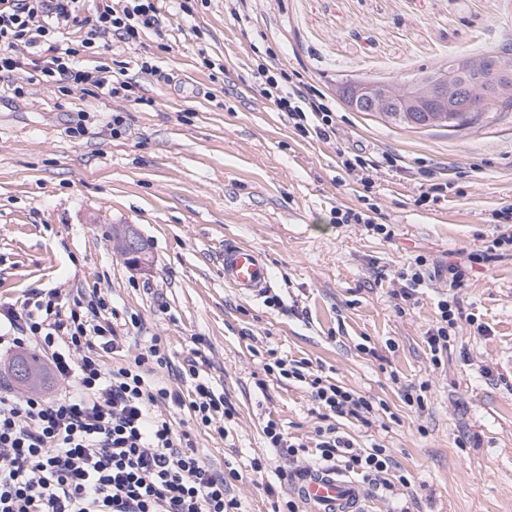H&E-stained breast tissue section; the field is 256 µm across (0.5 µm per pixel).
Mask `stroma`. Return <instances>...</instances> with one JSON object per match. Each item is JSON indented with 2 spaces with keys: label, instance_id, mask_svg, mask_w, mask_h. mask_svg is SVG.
<instances>
[{
  "label": "stroma",
  "instance_id": "1",
  "mask_svg": "<svg viewBox=\"0 0 512 512\" xmlns=\"http://www.w3.org/2000/svg\"><path fill=\"white\" fill-rule=\"evenodd\" d=\"M160 11L165 38L147 34L134 49L113 42L81 59L125 70L143 104L48 87L24 45L14 71L0 74V303L35 288L65 298L95 290L116 310L127 354L165 339L169 365L156 381L189 394L178 369L195 360L237 415L221 432L197 428L185 408L173 420L206 465L237 472L231 492L243 512H272L291 496L265 442L267 419L300 440L322 423L306 384L266 372L275 356L377 401L370 425L341 427L359 447L387 448L407 482L368 487V512H512V249L467 263L512 234V223L491 221L512 204V110L412 129L340 101L326 143L303 139L247 84L260 63L305 71L330 96L346 78L399 84L512 36V0H250L242 27L225 18L224 0H196L190 16L161 0ZM202 47L214 68L203 66ZM141 56L173 82L141 73ZM116 112L127 118L118 137L108 130ZM347 147L395 155L402 169L379 170L364 191L337 155ZM431 169L451 187L445 200L416 206L417 178ZM365 202L391 238L334 223L335 208ZM120 225L145 243L147 268L116 248ZM228 239L263 252L282 307L225 284ZM419 256L425 282L406 301L399 290ZM452 265L466 267L463 287H449ZM445 298L461 315L436 360L425 333ZM16 356L0 350L1 385L62 392L47 363L21 384ZM409 393L420 404L406 403Z\"/></svg>",
  "mask_w": 512,
  "mask_h": 512
}]
</instances>
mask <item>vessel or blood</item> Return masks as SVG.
<instances>
[{
  "mask_svg": "<svg viewBox=\"0 0 512 512\" xmlns=\"http://www.w3.org/2000/svg\"><path fill=\"white\" fill-rule=\"evenodd\" d=\"M223 264L225 284L243 296L260 297L270 285L267 263L253 247L225 243ZM292 489L309 512H360L365 497L356 480L333 469L308 472L294 480Z\"/></svg>",
  "mask_w": 512,
  "mask_h": 512,
  "instance_id": "1",
  "label": "vessel or blood"
}]
</instances>
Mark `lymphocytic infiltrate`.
Returning a JSON list of instances; mask_svg holds the SVG:
<instances>
[{"label":"lymphocytic infiltrate","mask_w":512,"mask_h":512,"mask_svg":"<svg viewBox=\"0 0 512 512\" xmlns=\"http://www.w3.org/2000/svg\"><path fill=\"white\" fill-rule=\"evenodd\" d=\"M80 2L0 0V72L15 67L18 44L42 45L48 54L35 69L46 86H92L111 98L131 99V78L81 68L79 51L109 38L134 48L147 33H162L156 0H114L90 19L79 47L59 48L56 36L77 24ZM251 89L285 113L301 137L335 138L336 103L302 72L261 64L252 71ZM110 311L100 293H81L66 303L53 289H34L21 304L0 305V347L38 349L68 385L52 398L0 394V512H239L226 477L205 466L189 436L176 434L161 411L165 404L188 407L199 426L220 431L233 420L234 407L194 365L188 368L189 397L156 384L153 366L169 362L158 336L129 364L108 367V355L120 349ZM265 369L307 383L324 420L311 440L291 441L268 419L263 433L281 475L306 473L313 458L362 475L371 485H387L394 466L387 449L356 447L337 426L341 419L368 424L372 401L305 372L296 361L278 358Z\"/></svg>","instance_id":"obj_1"}]
</instances>
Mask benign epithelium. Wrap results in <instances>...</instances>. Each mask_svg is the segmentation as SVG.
Wrapping results in <instances>:
<instances>
[{
    "mask_svg": "<svg viewBox=\"0 0 512 512\" xmlns=\"http://www.w3.org/2000/svg\"><path fill=\"white\" fill-rule=\"evenodd\" d=\"M480 67L479 58H464L456 61L449 69L418 77L404 86L347 79L337 84V88L350 90L353 104L365 101L369 111L379 116H385L400 106L404 111L420 119L418 125L432 127L447 121L448 114L452 112L470 115V106L464 98V75ZM489 82L495 89L494 101H512L511 53L497 55ZM124 246L129 256L136 257L134 264H149L147 253L141 250L140 237L131 226L125 230Z\"/></svg>",
    "mask_w": 512,
    "mask_h": 512,
    "instance_id": "7a95c632",
    "label": "benign epithelium"
}]
</instances>
